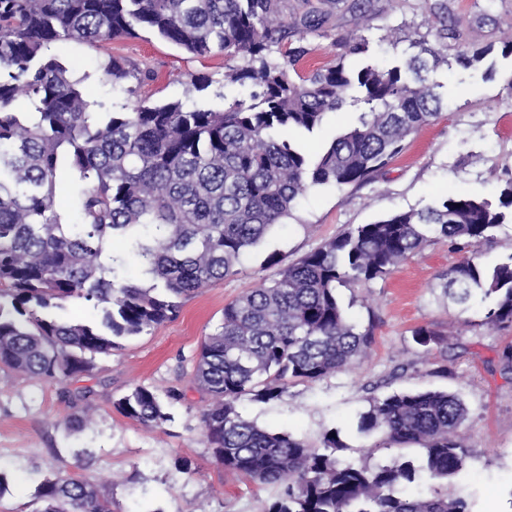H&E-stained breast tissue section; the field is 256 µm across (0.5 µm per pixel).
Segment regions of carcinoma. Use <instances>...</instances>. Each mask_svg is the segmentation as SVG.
<instances>
[{"instance_id":"cac0c4a2","label":"carcinoma","mask_w":512,"mask_h":512,"mask_svg":"<svg viewBox=\"0 0 512 512\" xmlns=\"http://www.w3.org/2000/svg\"><path fill=\"white\" fill-rule=\"evenodd\" d=\"M326 15L288 0H0V370L44 382L90 374L95 356L173 319L183 303L236 272L241 256L289 218L310 189L360 186L402 153L406 139L442 109L448 63L426 42L402 65L344 59L302 75L303 44ZM144 27L195 57L222 52L245 64L224 80L252 88L222 110L179 101L96 112L55 44L99 45ZM298 37L299 45L292 38ZM279 52L281 59L272 58ZM492 47L460 46L455 61H483ZM140 71L110 56L118 82ZM348 103L366 110L316 156L291 132L318 130ZM73 200L64 216L58 202ZM512 181L498 204L448 193L420 210L357 224L224 306L201 345L193 382L206 399L201 422L214 461L259 488H275L260 512H471L453 483L468 456L460 435L468 415L452 391H400L369 400L357 432L376 448L417 447L421 464L397 459L375 468L336 455L328 432L319 447L268 431L239 409L281 399L360 362L376 323L351 319L336 290L385 277L436 240L468 252L441 275L444 293L465 311L490 300L483 323L512 327V256L484 267L476 248L505 224ZM79 299L101 310L87 323L60 317ZM423 347L440 341L428 326ZM88 387L66 392L68 423L91 421ZM181 399L139 385L112 401L123 417L156 427ZM424 471L428 496L404 495ZM36 512H113L112 498L82 477L40 480Z\"/></svg>"}]
</instances>
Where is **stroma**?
Instances as JSON below:
<instances>
[{"label": "stroma", "mask_w": 512, "mask_h": 512, "mask_svg": "<svg viewBox=\"0 0 512 512\" xmlns=\"http://www.w3.org/2000/svg\"><path fill=\"white\" fill-rule=\"evenodd\" d=\"M329 0L330 19L308 35L314 48L304 61L313 68L344 58L347 65L390 64L407 59L417 40L440 41L449 29L469 45H491L488 63L438 71L444 107L407 141L402 155L376 180L356 187L310 190L286 223L242 257L237 272L185 302L178 317L123 340L111 354L95 358V369L82 382L46 384L0 371V470L9 484L0 495V512H35L37 481L61 469L100 485L112 480L119 512H259L273 489H260L225 472L212 459L201 425L205 402L192 381L201 339L220 323L224 306L276 271L271 258L288 263L334 238L346 228L370 224L392 213L418 210L446 192L497 200L512 181V57L503 56V32L512 25V0ZM365 39L366 53L348 54L335 37ZM60 55L80 78L100 111H132L140 103L173 100L187 108H223L245 99L248 88L225 83L230 61L224 54L193 57L147 29L137 36L97 46L61 45ZM116 55L154 73V81L135 78L115 84L102 73ZM494 66V77L485 74ZM206 77L210 85L192 90L190 81ZM463 254L449 243L432 242L389 275L368 283L338 287L350 318L376 316L375 341L355 367L314 384L289 388L279 400L245 401L240 409L267 429H284L312 443L335 429L345 445L343 459L371 467L392 463L394 450L373 449V437L358 435L356 421L370 396L402 390L444 389L459 393L469 413L461 428L468 450L458 479L473 512H512V379L504 378L497 354L512 343V328L483 324L484 305L467 313L444 296L440 276ZM467 323H460V316ZM430 326L442 341L418 345L413 332ZM447 365L448 377L432 376ZM92 387L87 402L92 422L80 432L67 426L70 410L62 394L77 385ZM185 392L170 406V421L146 428L117 413L113 399L135 386ZM87 449L85 457L76 452ZM188 459L193 474L175 463Z\"/></svg>", "instance_id": "35a3bbf8"}]
</instances>
